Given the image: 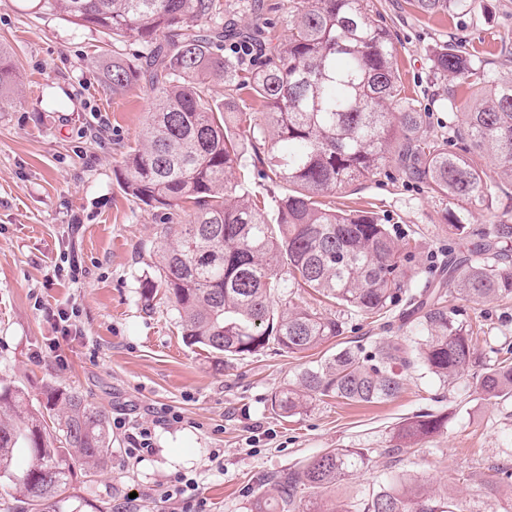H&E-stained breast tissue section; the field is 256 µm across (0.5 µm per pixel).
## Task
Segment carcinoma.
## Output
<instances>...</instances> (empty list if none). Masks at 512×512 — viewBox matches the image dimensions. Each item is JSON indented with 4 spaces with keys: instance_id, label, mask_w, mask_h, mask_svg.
I'll return each instance as SVG.
<instances>
[{
    "instance_id": "cac0c4a2",
    "label": "carcinoma",
    "mask_w": 512,
    "mask_h": 512,
    "mask_svg": "<svg viewBox=\"0 0 512 512\" xmlns=\"http://www.w3.org/2000/svg\"><path fill=\"white\" fill-rule=\"evenodd\" d=\"M62 20L112 37L103 77L120 94L147 83L152 112L139 146L124 158L123 189L161 210L166 239L158 291L177 310L183 338L224 360L274 349L301 355L344 334L346 322L295 303L311 290L358 316L387 315L411 325L418 339L380 343L370 351L343 347L304 368L297 385L271 400L282 417L311 401L354 403L396 398L399 365L419 366L446 383L473 364L481 324L460 318L449 298L489 302L512 296V224L476 228L448 218L447 260L427 294L410 293L416 241L393 238L377 214L330 206L324 198L371 180L394 165L408 181L465 209H495L508 194L490 171L512 172V73L500 74L474 45L437 50L439 73L462 78L440 99L450 133L427 126L402 84L390 30L373 0H287L288 34L265 21L241 28L224 21L248 0H38ZM424 15H478L484 0H410ZM138 43L130 59L119 52ZM224 84V105L209 100ZM17 83L0 47V94ZM249 97L265 112L240 107ZM289 186L259 200L249 183ZM276 211V223L267 208ZM191 209L184 224L178 211ZM480 379L482 392L512 400V350ZM445 417L424 412L398 426L393 448L439 433ZM112 456L106 414L80 393L50 388L44 409L20 389L0 386V477L13 484L20 512H56L71 466L93 473ZM369 463L367 454L333 448L271 476L251 512H465L463 503L410 480L394 479L354 511L335 503L311 508L312 495Z\"/></svg>"
}]
</instances>
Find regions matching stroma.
Returning a JSON list of instances; mask_svg holds the SVG:
<instances>
[{
	"mask_svg": "<svg viewBox=\"0 0 512 512\" xmlns=\"http://www.w3.org/2000/svg\"><path fill=\"white\" fill-rule=\"evenodd\" d=\"M375 4L405 90L434 126L448 120L438 97L460 83L436 74L434 52L470 39L494 60L512 43V0H486L480 17L427 16L408 0ZM0 47L19 71L0 107V385L19 387L37 406L47 387L78 391L108 418L151 428L155 447L128 458L123 430H113L108 464L92 476L74 467L60 512H172L157 491L179 474L197 481L206 512H249L268 476L333 448L364 450L371 463L319 500L353 505L404 475L457 496L467 512H512V487L490 486L496 469L512 467V402L488 398L479 386L497 349L512 347V300L461 302L491 331L459 381L443 384L410 368L392 400L326 397L279 417L272 396L295 384L321 350L301 358L271 350L218 365L185 345L171 303L142 296L158 276L163 242L156 210L122 190L123 159L141 141L153 95L142 84L119 96L106 86L101 62L112 53L111 38L46 13L35 0H0ZM333 202L377 212L393 237L415 235L421 262L448 242V203L403 181L396 168ZM68 261L77 279H53L55 266ZM59 307L74 311L79 336L56 341L49 313ZM164 405L181 422L153 425ZM426 410L445 415V429L394 450L395 427Z\"/></svg>",
	"mask_w": 512,
	"mask_h": 512,
	"instance_id": "1",
	"label": "stroma"
}]
</instances>
